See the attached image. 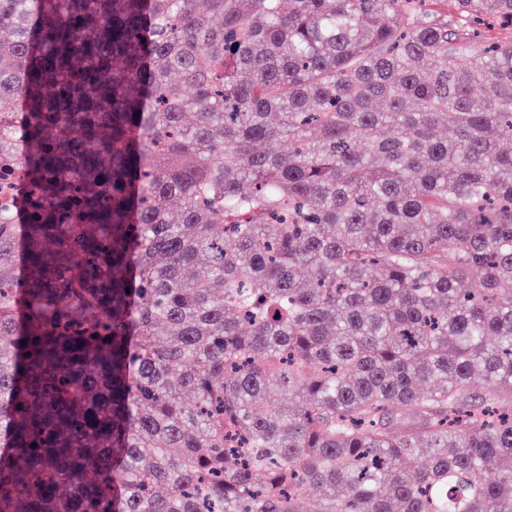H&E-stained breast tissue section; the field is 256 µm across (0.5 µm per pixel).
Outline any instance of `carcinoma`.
Here are the masks:
<instances>
[{
  "instance_id": "obj_1",
  "label": "carcinoma",
  "mask_w": 512,
  "mask_h": 512,
  "mask_svg": "<svg viewBox=\"0 0 512 512\" xmlns=\"http://www.w3.org/2000/svg\"><path fill=\"white\" fill-rule=\"evenodd\" d=\"M417 2L0 0V512H512V0Z\"/></svg>"
}]
</instances>
